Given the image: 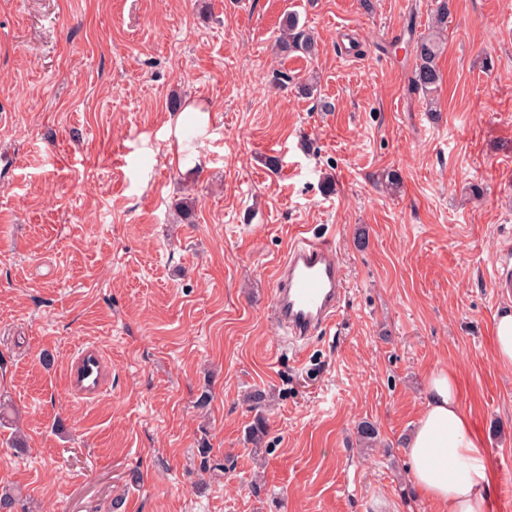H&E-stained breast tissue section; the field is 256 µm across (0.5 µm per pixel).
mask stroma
Instances as JSON below:
<instances>
[{
  "instance_id": "1",
  "label": "stroma",
  "mask_w": 512,
  "mask_h": 512,
  "mask_svg": "<svg viewBox=\"0 0 512 512\" xmlns=\"http://www.w3.org/2000/svg\"><path fill=\"white\" fill-rule=\"evenodd\" d=\"M371 3L0 0V400L25 435L16 451L0 426V488L16 512H438L405 444L441 367L494 472L490 512H512V368L493 343L512 306L493 286L512 276V0H452L435 112L408 89L434 0ZM289 10L314 58L276 54ZM301 225L349 291L298 354L271 310ZM85 341L110 364L94 400L65 385Z\"/></svg>"
}]
</instances>
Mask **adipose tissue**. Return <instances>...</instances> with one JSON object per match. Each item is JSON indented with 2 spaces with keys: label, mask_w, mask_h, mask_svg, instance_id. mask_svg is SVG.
<instances>
[{
  "label": "adipose tissue",
  "mask_w": 512,
  "mask_h": 512,
  "mask_svg": "<svg viewBox=\"0 0 512 512\" xmlns=\"http://www.w3.org/2000/svg\"><path fill=\"white\" fill-rule=\"evenodd\" d=\"M409 475L441 512H489L492 472L462 409L454 374H430L424 408L407 442Z\"/></svg>",
  "instance_id": "1"
}]
</instances>
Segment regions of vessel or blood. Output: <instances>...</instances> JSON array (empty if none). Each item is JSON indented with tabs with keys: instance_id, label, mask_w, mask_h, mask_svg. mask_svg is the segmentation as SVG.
Returning a JSON list of instances; mask_svg holds the SVG:
<instances>
[{
	"instance_id": "vessel-or-blood-1",
	"label": "vessel or blood",
	"mask_w": 512,
	"mask_h": 512,
	"mask_svg": "<svg viewBox=\"0 0 512 512\" xmlns=\"http://www.w3.org/2000/svg\"><path fill=\"white\" fill-rule=\"evenodd\" d=\"M273 316L287 340H304L334 322L347 282L332 246L298 230L274 272ZM106 360L97 345L74 349L66 383L74 395L96 399L107 392Z\"/></svg>"
}]
</instances>
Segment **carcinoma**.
I'll list each match as a JSON object with an SVG mask.
<instances>
[{
    "label": "carcinoma",
    "mask_w": 512,
    "mask_h": 512,
    "mask_svg": "<svg viewBox=\"0 0 512 512\" xmlns=\"http://www.w3.org/2000/svg\"><path fill=\"white\" fill-rule=\"evenodd\" d=\"M449 2L438 0L432 32L418 38L414 46L415 66L409 88L411 92L422 95L430 105L434 104L442 81L437 59L442 52V32L448 22ZM276 48L278 54L285 58L297 54L313 58L317 53L316 41L300 26L298 17L292 12L285 13L280 20Z\"/></svg>",
    "instance_id": "obj_1"
}]
</instances>
